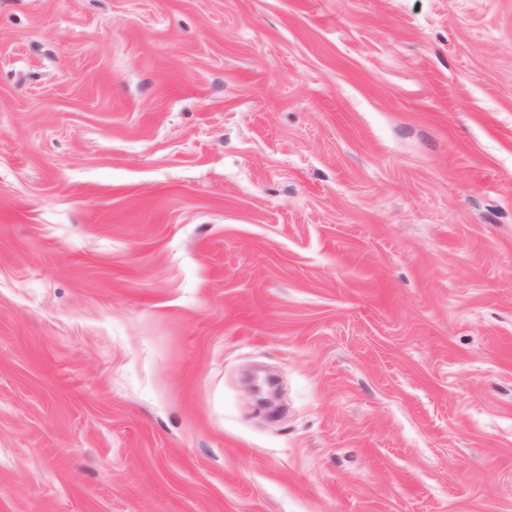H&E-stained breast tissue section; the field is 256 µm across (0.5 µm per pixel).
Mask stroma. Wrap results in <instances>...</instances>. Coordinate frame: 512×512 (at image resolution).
I'll use <instances>...</instances> for the list:
<instances>
[{
  "mask_svg": "<svg viewBox=\"0 0 512 512\" xmlns=\"http://www.w3.org/2000/svg\"><path fill=\"white\" fill-rule=\"evenodd\" d=\"M0 512H512V0H0Z\"/></svg>",
  "mask_w": 512,
  "mask_h": 512,
  "instance_id": "1",
  "label": "stroma"
}]
</instances>
